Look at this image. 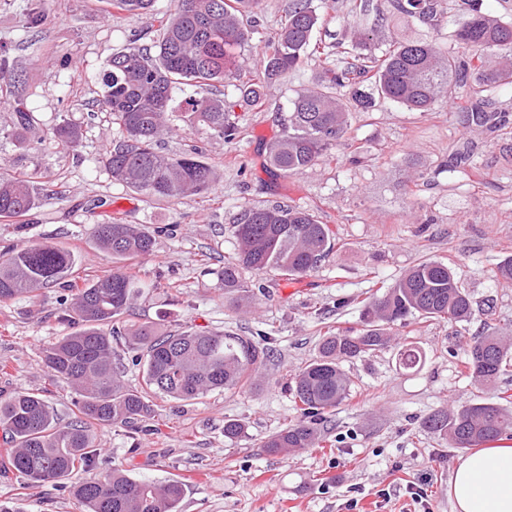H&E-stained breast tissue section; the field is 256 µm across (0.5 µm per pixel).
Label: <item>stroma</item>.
<instances>
[{
  "instance_id": "obj_1",
  "label": "stroma",
  "mask_w": 512,
  "mask_h": 512,
  "mask_svg": "<svg viewBox=\"0 0 512 512\" xmlns=\"http://www.w3.org/2000/svg\"><path fill=\"white\" fill-rule=\"evenodd\" d=\"M32 2L0 0V56L10 58L18 80L13 92L0 89V128L13 125L17 96L36 118L27 150L0 140V175L39 170L53 194L25 216L24 234L0 225V252L24 237L65 245L81 253L74 272L81 284L111 272L112 258L94 245L91 230L111 211L122 212L157 239L151 255L133 262L147 289L131 320L259 338L269 349L250 388L189 402L162 398L156 415L134 427L95 429L99 469L117 467L139 480L182 479V512H452L448 481L464 452L422 421L483 393L463 364L475 336L512 335V282L495 276L512 255V160L502 156L512 135L463 127L456 104L445 100L430 112L382 100L374 111L352 115L348 137L358 164L267 172L266 147L282 135L291 99L321 73L312 61L273 85L264 107L236 108L240 136L230 142L190 125L185 99L193 90L176 92L171 130L157 151H198L220 178L208 193L157 200L113 183L104 170L101 159L119 130L98 104L112 54L132 35L156 38L153 14L117 11L112 0H45L47 17L33 28ZM287 5L263 0L257 32L241 51L248 63L258 61ZM62 114L81 131L77 150L50 137ZM459 152L467 163L449 171ZM286 199L316 209L338 244L301 278L247 274L252 296L235 307L218 277L235 252L232 225L248 207ZM424 260L456 268L473 302L471 320L394 327L388 348L344 362L352 394L332 413L322 447L267 453V437L298 416L289 386L325 332L357 326L364 298ZM61 299L53 287L0 305V390L46 391L64 424L75 417L76 395L49 377L41 354L68 331ZM409 342L426 355L416 371L396 364L398 347ZM483 394L512 411V372ZM228 419L243 424L238 439H225ZM0 501L20 512H82L53 483L30 487L15 474L0 477Z\"/></svg>"
}]
</instances>
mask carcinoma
<instances>
[{"mask_svg":"<svg viewBox=\"0 0 512 512\" xmlns=\"http://www.w3.org/2000/svg\"><path fill=\"white\" fill-rule=\"evenodd\" d=\"M153 0H112L121 11L149 9ZM325 5L347 11L354 23L348 44L313 41L322 15L315 0H289L281 27L261 51L258 64L243 66L241 49L252 39V18L262 0H177L176 11L159 19V38L151 46L137 35L112 54L99 99L119 135L104 156L112 181L158 200L209 192L216 169L192 154L170 157L156 151L159 136L169 129L173 93L193 87L190 120L214 137L232 141L238 126L232 119L238 102L262 106L266 90L315 59L323 84L300 91L291 101L283 135L267 151L268 166L296 175L319 161H336V150L348 147L350 111L342 96L349 93L360 112H370L376 98L411 110L429 112L448 90L460 70L456 50L471 53L476 82L491 90L512 84V22L482 9L480 0H466L453 32L455 49L435 41H398L385 36L391 18L417 21L437 28L447 0H327ZM386 44L381 54H364L373 40ZM229 83L237 99L211 92L216 83ZM458 99L470 104L456 113L458 120L494 130H506L512 118L470 102L462 90ZM17 105V125L0 129V138L18 148L29 141L25 131L35 123ZM65 149L81 144L79 128L65 116L52 129ZM42 174L0 176V219L25 216L39 203ZM234 256L224 262L220 280L224 291L244 293V274L275 270L291 279L314 271L336 246V233L317 212L293 201H276L245 209L233 224ZM96 245L112 256V272L78 287L71 276L78 264L72 250L50 242H26L0 254V304L33 299L43 288L61 286L75 293L64 301L61 321L71 331L42 349L50 377L71 384L78 395L79 420L61 426L47 397L41 393L0 394V436L7 445L0 457V475L16 473L32 486L55 482L87 512H181L184 485L134 480L114 468L95 471L100 449L93 447V427L132 426L155 413L157 398L196 400L215 390L242 389L263 362L252 343L222 332L191 328L170 330L161 323L126 325L124 315L145 282L128 271L127 262L152 254L156 237L139 224L114 218L92 230ZM473 312L470 297L458 286L457 272L441 261H421L394 285L365 303L361 327L328 333L318 355L300 369L291 390L299 420L272 434L264 447L272 454L315 448L321 442L326 414L351 396V380L342 368L348 359L388 347L390 330L411 318L465 322ZM124 333L137 351L143 385L125 383L120 354L113 338ZM403 370H417L423 353L411 344L397 351ZM512 368V354L499 336L477 338L467 349L465 369L477 384L488 386ZM428 431L451 448H470L512 435V412L479 399L454 409H441L423 421Z\"/></svg>","mask_w":512,"mask_h":512,"instance_id":"1","label":"carcinoma"}]
</instances>
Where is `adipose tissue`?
<instances>
[{"instance_id": "adipose-tissue-1", "label": "adipose tissue", "mask_w": 512, "mask_h": 512, "mask_svg": "<svg viewBox=\"0 0 512 512\" xmlns=\"http://www.w3.org/2000/svg\"><path fill=\"white\" fill-rule=\"evenodd\" d=\"M453 512H512V446L478 448L448 481Z\"/></svg>"}]
</instances>
